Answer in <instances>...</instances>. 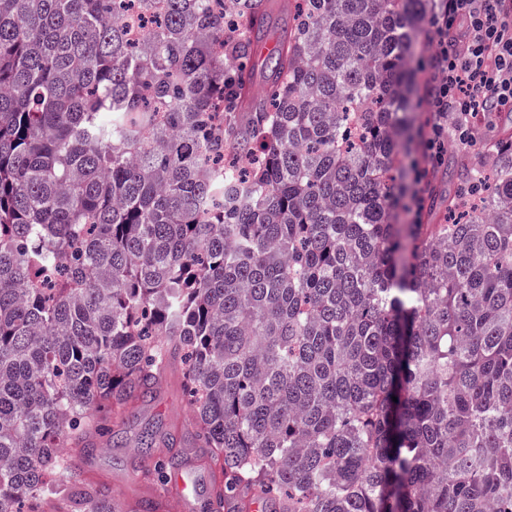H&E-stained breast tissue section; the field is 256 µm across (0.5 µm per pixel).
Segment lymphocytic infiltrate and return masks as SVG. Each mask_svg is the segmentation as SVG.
Segmentation results:
<instances>
[{
	"mask_svg": "<svg viewBox=\"0 0 512 512\" xmlns=\"http://www.w3.org/2000/svg\"><path fill=\"white\" fill-rule=\"evenodd\" d=\"M430 24V110L512 112V0H437Z\"/></svg>",
	"mask_w": 512,
	"mask_h": 512,
	"instance_id": "obj_1",
	"label": "lymphocytic infiltrate"
}]
</instances>
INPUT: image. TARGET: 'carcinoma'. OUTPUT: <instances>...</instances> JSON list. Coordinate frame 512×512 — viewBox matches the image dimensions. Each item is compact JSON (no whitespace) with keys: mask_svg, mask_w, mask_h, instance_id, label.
Wrapping results in <instances>:
<instances>
[{"mask_svg":"<svg viewBox=\"0 0 512 512\" xmlns=\"http://www.w3.org/2000/svg\"><path fill=\"white\" fill-rule=\"evenodd\" d=\"M0 0V512L174 362L226 503L512 512V130L416 180L430 0ZM397 400H392V397Z\"/></svg>","mask_w":512,"mask_h":512,"instance_id":"carcinoma-1","label":"carcinoma"}]
</instances>
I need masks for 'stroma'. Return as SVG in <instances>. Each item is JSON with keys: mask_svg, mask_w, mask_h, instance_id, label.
<instances>
[{"mask_svg": "<svg viewBox=\"0 0 512 512\" xmlns=\"http://www.w3.org/2000/svg\"><path fill=\"white\" fill-rule=\"evenodd\" d=\"M146 432L156 439L148 452L139 446ZM173 456L179 464L171 468L166 461ZM77 464L88 482L109 486L125 512H136L144 499L178 502L179 478L185 474L198 493L194 512H205L214 488L224 481L219 461L209 449L196 445L195 417L183 390L182 372L175 365L167 369L151 397L121 409L107 433Z\"/></svg>", "mask_w": 512, "mask_h": 512, "instance_id": "1", "label": "stroma"}]
</instances>
